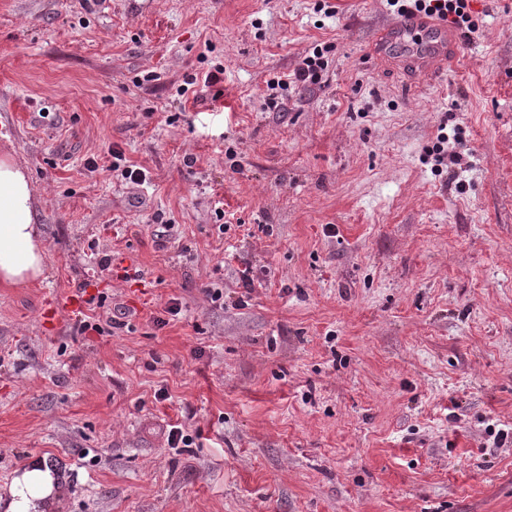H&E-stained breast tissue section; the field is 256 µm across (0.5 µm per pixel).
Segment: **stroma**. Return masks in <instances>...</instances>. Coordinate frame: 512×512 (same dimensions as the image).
I'll return each instance as SVG.
<instances>
[{"instance_id": "stroma-1", "label": "stroma", "mask_w": 512, "mask_h": 512, "mask_svg": "<svg viewBox=\"0 0 512 512\" xmlns=\"http://www.w3.org/2000/svg\"><path fill=\"white\" fill-rule=\"evenodd\" d=\"M314 3L0 0L46 263L0 287L1 495L44 457V512H512V0L421 77L375 46L386 0ZM85 282L121 328L55 307ZM315 47L313 55L306 56L295 69L293 74L289 75V79L272 78L267 82L268 88L273 91L280 89L287 90V87L297 83L318 85L322 83L323 76L328 67V60L324 58V52Z\"/></svg>"}]
</instances>
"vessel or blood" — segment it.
<instances>
[{"label":"vessel or blood","instance_id":"1","mask_svg":"<svg viewBox=\"0 0 512 512\" xmlns=\"http://www.w3.org/2000/svg\"><path fill=\"white\" fill-rule=\"evenodd\" d=\"M404 43L422 72L446 64L448 51L454 44V31L447 23L430 20L420 14L402 15L383 29L378 42L387 46L390 40Z\"/></svg>","mask_w":512,"mask_h":512}]
</instances>
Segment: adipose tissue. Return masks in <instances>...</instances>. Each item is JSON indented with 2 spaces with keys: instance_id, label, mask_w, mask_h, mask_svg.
Masks as SVG:
<instances>
[{
  "instance_id": "obj_1",
  "label": "adipose tissue",
  "mask_w": 512,
  "mask_h": 512,
  "mask_svg": "<svg viewBox=\"0 0 512 512\" xmlns=\"http://www.w3.org/2000/svg\"><path fill=\"white\" fill-rule=\"evenodd\" d=\"M42 231L36 218L31 178L11 154L0 155V285L23 287L45 273ZM54 477L47 460H32L0 495V512H38Z\"/></svg>"
}]
</instances>
